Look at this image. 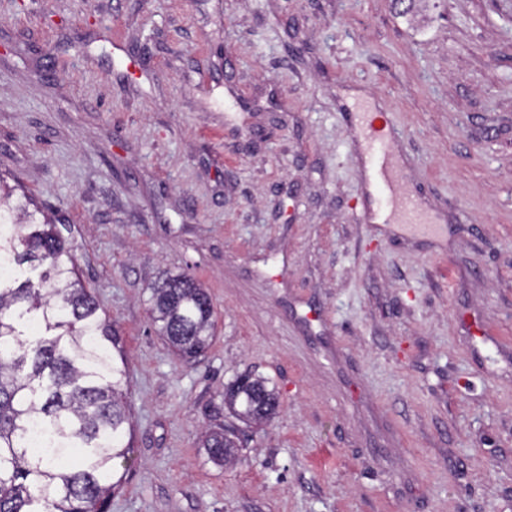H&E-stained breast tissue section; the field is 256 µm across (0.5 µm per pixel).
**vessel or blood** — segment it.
<instances>
[{"mask_svg":"<svg viewBox=\"0 0 512 512\" xmlns=\"http://www.w3.org/2000/svg\"><path fill=\"white\" fill-rule=\"evenodd\" d=\"M361 149L369 158L363 167L365 185L374 187L387 201L379 218L386 224H402L415 235L434 236L441 227L434 217L423 209L409 188L404 184V175L399 158L392 147L388 125H376L369 113L361 115Z\"/></svg>","mask_w":512,"mask_h":512,"instance_id":"vessel-or-blood-1","label":"vessel or blood"}]
</instances>
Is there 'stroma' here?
Here are the masks:
<instances>
[{
	"mask_svg": "<svg viewBox=\"0 0 512 512\" xmlns=\"http://www.w3.org/2000/svg\"><path fill=\"white\" fill-rule=\"evenodd\" d=\"M351 96L438 240L371 220ZM0 173L122 339L111 512H512V0H0ZM179 272L214 308L194 364L148 313ZM246 371L281 407L220 467ZM203 447L212 462L225 465L233 462L241 448L240 435L234 428L218 426L205 435Z\"/></svg>",
	"mask_w": 512,
	"mask_h": 512,
	"instance_id": "35a3bbf8",
	"label": "stroma"
}]
</instances>
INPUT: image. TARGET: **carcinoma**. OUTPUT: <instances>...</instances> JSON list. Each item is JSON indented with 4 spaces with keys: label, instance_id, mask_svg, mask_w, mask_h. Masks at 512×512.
<instances>
[{
    "label": "carcinoma",
    "instance_id": "carcinoma-1",
    "mask_svg": "<svg viewBox=\"0 0 512 512\" xmlns=\"http://www.w3.org/2000/svg\"><path fill=\"white\" fill-rule=\"evenodd\" d=\"M427 2L392 0L402 16ZM68 232L0 177V512H106L124 478L115 464L129 459L121 337L80 281ZM149 313L183 362L210 346L214 311L193 277L161 279ZM224 406L244 424L262 425L280 400L267 379L248 373L224 389ZM203 447L225 465L240 435L218 426Z\"/></svg>",
    "mask_w": 512,
    "mask_h": 512
}]
</instances>
